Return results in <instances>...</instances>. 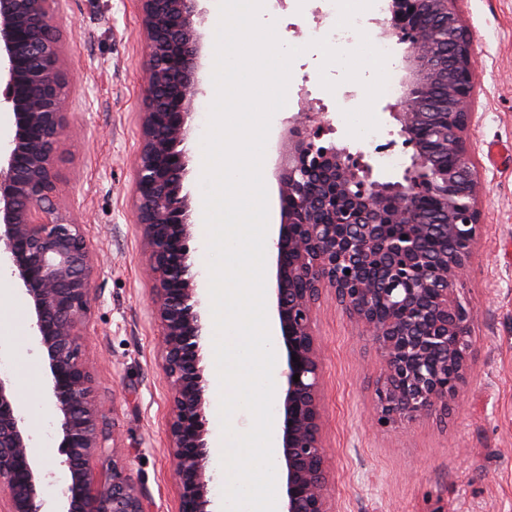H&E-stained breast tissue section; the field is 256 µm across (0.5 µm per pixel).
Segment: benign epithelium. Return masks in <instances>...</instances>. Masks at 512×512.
<instances>
[{
    "instance_id": "obj_1",
    "label": "benign epithelium",
    "mask_w": 512,
    "mask_h": 512,
    "mask_svg": "<svg viewBox=\"0 0 512 512\" xmlns=\"http://www.w3.org/2000/svg\"><path fill=\"white\" fill-rule=\"evenodd\" d=\"M198 0H142L148 24V112L135 172L140 223L150 253L146 274L160 323L158 351L171 394L169 452L179 512H210L209 447L204 419L206 382L200 366L202 333L195 275L189 263L190 198L183 193L185 152L199 59ZM457 0H391L386 33L410 39L424 19L438 35L406 56V93L394 106L404 144L413 148L402 180L373 179L372 166L347 147L316 151L331 131L323 113L306 105L289 129L288 149L276 164L281 222L274 238L271 307L283 358L279 406L280 490L284 512H335L330 507L321 438V348L313 309L322 288L361 325L380 352L384 372L372 424L387 428L433 411L454 409L470 368V313L448 300V283L464 276L481 233L476 206L481 182L464 145L471 122L475 55ZM61 0H0V85L15 117V132L0 155V257L28 299L43 356L48 391L61 437L65 482L55 512H145L143 489L127 473L123 449L104 426L90 366L82 354L83 321L91 300L94 258L83 225L54 202L56 149L65 100L62 50L55 36ZM166 57L176 80L155 70ZM448 65L444 100L424 98L414 86L433 83ZM433 134L420 140L415 129ZM455 152L459 164L442 169L436 155ZM351 185L336 209V190ZM436 197L437 220L424 223L416 200ZM415 224L420 237L386 238L385 223ZM461 240L462 252L426 254L422 239ZM413 255L426 271L417 288L400 260ZM350 274H345V271ZM391 311L383 320L382 308ZM298 361H293V358ZM300 381L293 380L294 375ZM112 454V477L100 478L94 460ZM12 384L0 376V512H48Z\"/></svg>"
}]
</instances>
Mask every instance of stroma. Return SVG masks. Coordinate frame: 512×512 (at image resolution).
Here are the masks:
<instances>
[{"mask_svg":"<svg viewBox=\"0 0 512 512\" xmlns=\"http://www.w3.org/2000/svg\"><path fill=\"white\" fill-rule=\"evenodd\" d=\"M216 7L217 0H199L193 140L208 124ZM457 8L478 56L467 147L485 188L482 232L455 290L474 314L468 337L471 372L460 388L458 407L448 416L435 413L386 429L372 427L368 416L376 407L381 357L331 290H323L314 332L323 347L322 436L329 498L337 512H512V0H459ZM56 27L64 64L77 70L56 154V198L62 211L78 215L94 254L86 348L96 390L108 424L122 436L125 466L144 490L147 512H178L167 451L170 391L157 354L151 284L143 275L148 246L134 208L148 60L141 0H64ZM321 63L316 49L293 61L292 88L302 96L292 99L270 127L263 178L274 225L280 222L278 150L302 101L323 106L310 80ZM396 101L393 95L377 99L379 127L373 141L349 136L339 112L327 113L334 126L328 140L363 153L382 181L401 180L413 153L388 110ZM200 180L195 161H188L183 190L191 199L190 261L196 266L206 261ZM6 315L14 324L13 347L19 353L6 371L34 434L52 417L46 373L26 299L16 296ZM59 443L53 428L44 441L30 443L35 458L55 473L41 487L48 501L59 498L63 485L56 473Z\"/></svg>","mask_w":512,"mask_h":512,"instance_id":"obj_1","label":"stroma"}]
</instances>
